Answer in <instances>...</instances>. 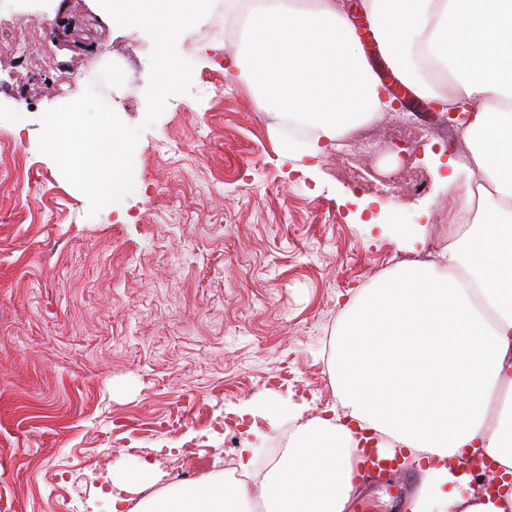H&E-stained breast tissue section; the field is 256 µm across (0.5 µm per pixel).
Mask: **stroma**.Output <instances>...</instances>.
Returning a JSON list of instances; mask_svg holds the SVG:
<instances>
[{"label":"stroma","mask_w":512,"mask_h":512,"mask_svg":"<svg viewBox=\"0 0 512 512\" xmlns=\"http://www.w3.org/2000/svg\"><path fill=\"white\" fill-rule=\"evenodd\" d=\"M0 512H112L115 463L197 476L339 406L327 358L350 300L395 267L367 221L442 249L459 200L364 190L335 150L301 172L244 84L227 86L223 6L180 39L190 92L145 123V32L95 0H0ZM31 49L32 69L14 66ZM94 87L142 131L121 208L90 213L39 150L41 115Z\"/></svg>","instance_id":"35a3bbf8"}]
</instances>
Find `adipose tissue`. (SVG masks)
Returning a JSON list of instances; mask_svg holds the SVG:
<instances>
[{"instance_id":"ef3b65f1","label":"adipose tissue","mask_w":512,"mask_h":512,"mask_svg":"<svg viewBox=\"0 0 512 512\" xmlns=\"http://www.w3.org/2000/svg\"><path fill=\"white\" fill-rule=\"evenodd\" d=\"M392 76L420 99L467 105L448 159L463 187L439 265L406 261L357 295L327 360L344 414L299 425L249 484L213 474L143 499L136 512H345L361 458L356 430L383 435L379 459L427 473L409 512H512V0H360ZM240 49L225 64L257 108L316 130L289 155L314 160L388 106L346 0H224ZM483 454L496 493L475 494L459 461Z\"/></svg>"}]
</instances>
